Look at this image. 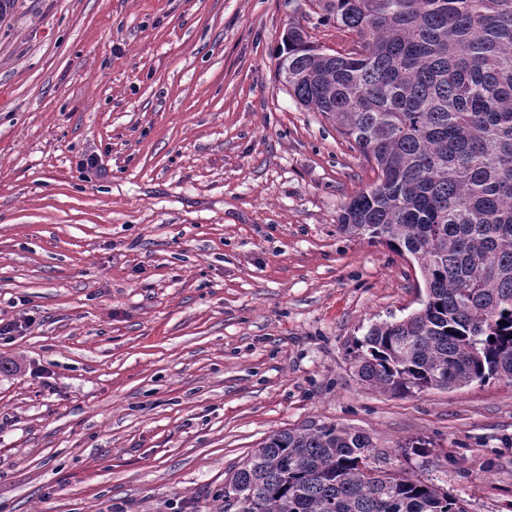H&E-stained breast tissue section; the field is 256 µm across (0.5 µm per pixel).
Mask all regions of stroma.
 I'll return each instance as SVG.
<instances>
[{
    "instance_id": "obj_1",
    "label": "stroma",
    "mask_w": 512,
    "mask_h": 512,
    "mask_svg": "<svg viewBox=\"0 0 512 512\" xmlns=\"http://www.w3.org/2000/svg\"><path fill=\"white\" fill-rule=\"evenodd\" d=\"M298 25L350 41L313 0H14L0 21V320L31 322L0 340V512H222L262 441L312 422L512 512V384L396 396L354 372L424 288L339 227L377 173L283 84Z\"/></svg>"
}]
</instances>
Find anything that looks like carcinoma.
<instances>
[{
    "label": "carcinoma",
    "mask_w": 512,
    "mask_h": 512,
    "mask_svg": "<svg viewBox=\"0 0 512 512\" xmlns=\"http://www.w3.org/2000/svg\"><path fill=\"white\" fill-rule=\"evenodd\" d=\"M314 2L353 45L291 26L278 74L377 170L341 230L408 255L425 289L356 341L355 374L393 395L512 384V0ZM372 447L335 424L276 431L234 473L236 512H467L417 479L370 475Z\"/></svg>",
    "instance_id": "cac0c4a2"
}]
</instances>
